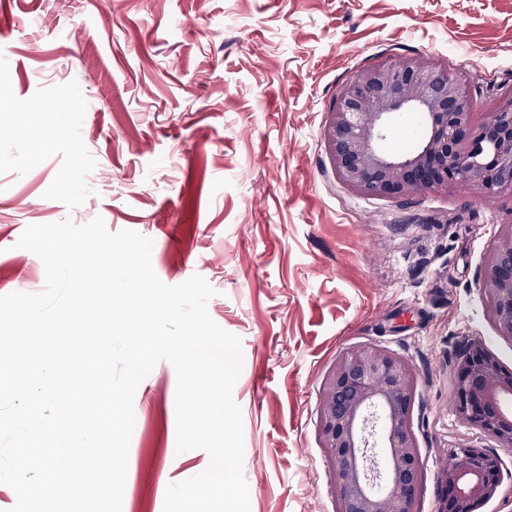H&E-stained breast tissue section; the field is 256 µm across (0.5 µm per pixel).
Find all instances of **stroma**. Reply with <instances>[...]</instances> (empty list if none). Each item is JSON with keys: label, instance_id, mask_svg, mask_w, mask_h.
<instances>
[{"label": "stroma", "instance_id": "stroma-1", "mask_svg": "<svg viewBox=\"0 0 512 512\" xmlns=\"http://www.w3.org/2000/svg\"><path fill=\"white\" fill-rule=\"evenodd\" d=\"M422 58L464 73L486 106L512 91V0H16L0 10V104L57 102L37 165L26 118L0 111V295L38 293L25 229L102 217L153 241L165 284L200 274L212 319L240 337L234 387L250 512H336L319 441L322 384L367 346L418 380L420 512L463 446L496 442L455 413L453 366L481 338L512 369L478 288L512 199L468 186L408 200L336 179L323 128L367 66ZM176 375L162 362L134 397L122 512H163L204 471L177 453Z\"/></svg>", "mask_w": 512, "mask_h": 512}]
</instances>
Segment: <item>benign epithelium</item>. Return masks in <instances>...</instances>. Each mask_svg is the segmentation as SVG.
<instances>
[{"instance_id":"benign-epithelium-1","label":"benign epithelium","mask_w":512,"mask_h":512,"mask_svg":"<svg viewBox=\"0 0 512 512\" xmlns=\"http://www.w3.org/2000/svg\"><path fill=\"white\" fill-rule=\"evenodd\" d=\"M468 83L421 58L359 70L336 96L324 143L336 179L360 196L407 198L446 192L466 182L484 200L512 197V95L490 118L472 122ZM417 115L424 130L405 154L386 150L391 125ZM479 288L497 334L512 342V224L497 232L483 260ZM465 424L512 451V372L480 339L454 364ZM418 378L403 357L365 348L336 361L322 392L319 434L334 466L338 512H419L420 452L412 430ZM495 453L459 449L437 475L444 491L437 512H476L494 498L501 479Z\"/></svg>"}]
</instances>
